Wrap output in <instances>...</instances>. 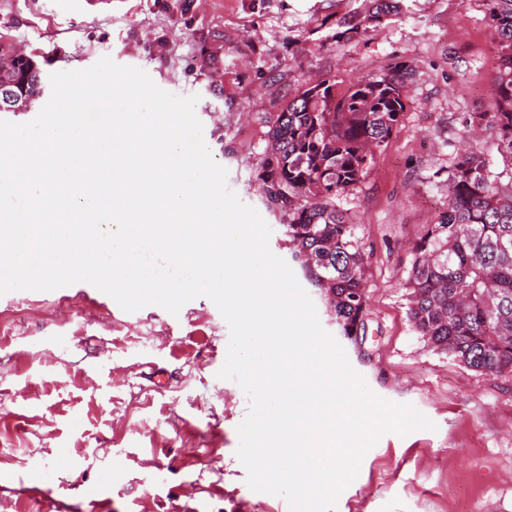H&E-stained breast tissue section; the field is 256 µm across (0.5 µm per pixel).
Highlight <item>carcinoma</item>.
<instances>
[{
  "label": "carcinoma",
  "instance_id": "obj_1",
  "mask_svg": "<svg viewBox=\"0 0 512 512\" xmlns=\"http://www.w3.org/2000/svg\"><path fill=\"white\" fill-rule=\"evenodd\" d=\"M498 50V84L490 112L470 115L465 138L486 132L509 173L494 172L471 148L448 173V204L414 242L405 286L408 317L433 346L486 375L512 374V0H484ZM396 0H373L365 19L398 12ZM33 56L7 74L25 112L42 84L28 77ZM410 72L399 64L338 92L316 84L274 115L261 161L267 195L288 209L293 258L308 279L332 295L343 335L362 336L365 253L356 225L336 196L365 175L372 150L392 137L404 111Z\"/></svg>",
  "mask_w": 512,
  "mask_h": 512
}]
</instances>
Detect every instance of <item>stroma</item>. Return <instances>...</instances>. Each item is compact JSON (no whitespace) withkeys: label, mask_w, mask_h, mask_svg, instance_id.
I'll return each instance as SVG.
<instances>
[{"label":"stroma","mask_w":512,"mask_h":512,"mask_svg":"<svg viewBox=\"0 0 512 512\" xmlns=\"http://www.w3.org/2000/svg\"><path fill=\"white\" fill-rule=\"evenodd\" d=\"M400 5L367 24L370 0H0V34L46 81L107 56L197 96L228 187L286 261L288 213L259 178L274 113L324 80L342 90L398 62L411 69L400 124L336 199L367 256L365 336H343L325 293L292 270L369 388L436 428L382 434L335 512H512V375L434 351L402 286L410 244L448 202L466 118L494 103L492 29L483 0ZM79 289L0 295V512H289L246 483L236 451L248 399L217 376L229 328L214 302L127 312ZM42 477L50 493L25 492Z\"/></svg>","instance_id":"35a3bbf8"}]
</instances>
